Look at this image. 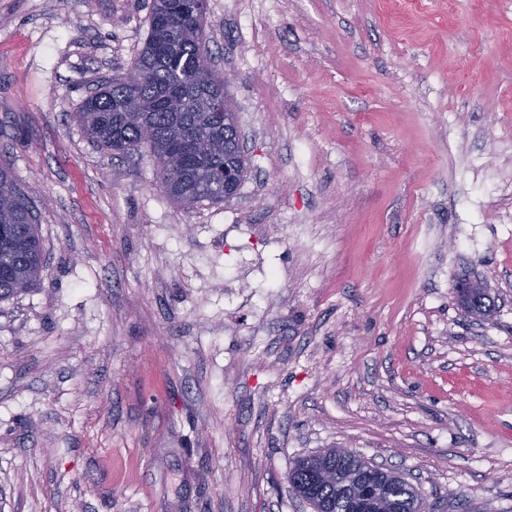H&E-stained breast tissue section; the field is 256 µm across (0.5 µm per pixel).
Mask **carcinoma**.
I'll list each match as a JSON object with an SVG mask.
<instances>
[{"instance_id":"cac0c4a2","label":"carcinoma","mask_w":512,"mask_h":512,"mask_svg":"<svg viewBox=\"0 0 512 512\" xmlns=\"http://www.w3.org/2000/svg\"><path fill=\"white\" fill-rule=\"evenodd\" d=\"M193 0H153L144 46L129 75L107 82L87 97L76 118L96 147L125 154L145 147L154 158L167 196L185 208L224 200L221 175L248 172L237 116L217 113L228 98L226 82L211 68L205 16ZM155 139L141 142L143 127ZM44 249L36 215L24 193L0 166V300L32 288L40 280ZM464 309L486 317L492 311L487 291L465 296ZM369 471L357 453L330 448L298 460L289 482L314 512H349L356 493L352 473ZM384 493L368 512H423L413 487L394 472L376 471Z\"/></svg>"}]
</instances>
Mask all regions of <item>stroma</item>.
Returning a JSON list of instances; mask_svg holds the SVG:
<instances>
[{
    "instance_id": "35a3bbf8",
    "label": "stroma",
    "mask_w": 512,
    "mask_h": 512,
    "mask_svg": "<svg viewBox=\"0 0 512 512\" xmlns=\"http://www.w3.org/2000/svg\"><path fill=\"white\" fill-rule=\"evenodd\" d=\"M150 6L0 0L44 245L0 301V512H314L288 473L333 446L512 512V0H208L250 170L189 209L76 119Z\"/></svg>"
}]
</instances>
